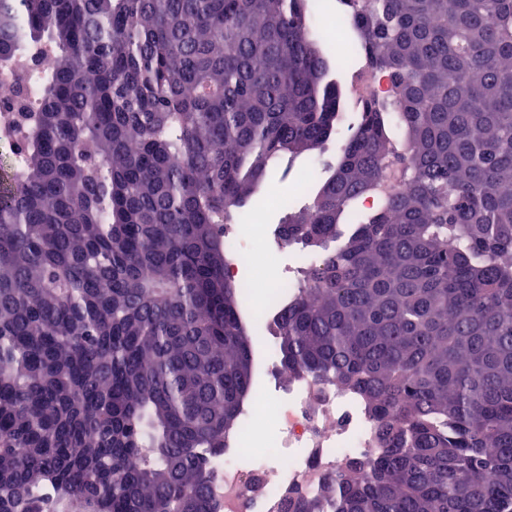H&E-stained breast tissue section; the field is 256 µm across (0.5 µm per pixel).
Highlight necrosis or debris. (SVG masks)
I'll list each match as a JSON object with an SVG mask.
<instances>
[{"label": "necrosis or debris", "instance_id": "4bbe7bcc", "mask_svg": "<svg viewBox=\"0 0 512 512\" xmlns=\"http://www.w3.org/2000/svg\"><path fill=\"white\" fill-rule=\"evenodd\" d=\"M267 387L282 402L276 417L281 453L271 465L250 470L237 465L246 428L265 417L262 398L246 395L240 403L244 426L226 431L224 454L213 463L220 512H282L288 491L314 492L344 459L378 450L376 424L355 393L310 378L286 382L277 373Z\"/></svg>", "mask_w": 512, "mask_h": 512}]
</instances>
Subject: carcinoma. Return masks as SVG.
<instances>
[{
  "instance_id": "obj_1",
  "label": "carcinoma",
  "mask_w": 512,
  "mask_h": 512,
  "mask_svg": "<svg viewBox=\"0 0 512 512\" xmlns=\"http://www.w3.org/2000/svg\"><path fill=\"white\" fill-rule=\"evenodd\" d=\"M339 2L331 48L306 0H0V512H219L254 350L224 225L326 148L356 47L391 93L280 225L319 259L272 326L382 446L283 512H512V0Z\"/></svg>"
}]
</instances>
